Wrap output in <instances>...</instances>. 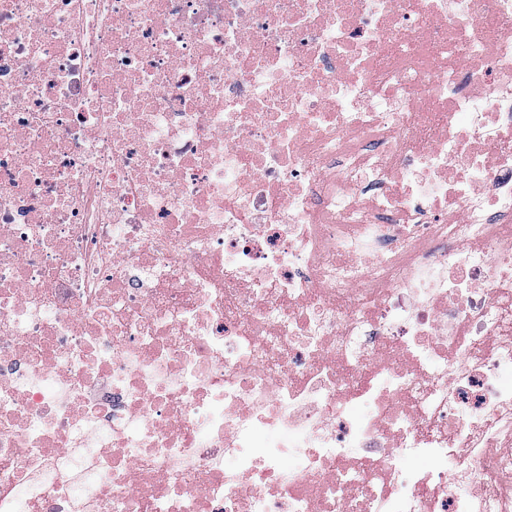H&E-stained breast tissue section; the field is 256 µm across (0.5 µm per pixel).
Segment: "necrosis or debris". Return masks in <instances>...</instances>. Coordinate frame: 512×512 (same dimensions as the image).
<instances>
[{"label": "necrosis or debris", "instance_id": "obj_1", "mask_svg": "<svg viewBox=\"0 0 512 512\" xmlns=\"http://www.w3.org/2000/svg\"><path fill=\"white\" fill-rule=\"evenodd\" d=\"M0 512H512V0H0Z\"/></svg>", "mask_w": 512, "mask_h": 512}]
</instances>
